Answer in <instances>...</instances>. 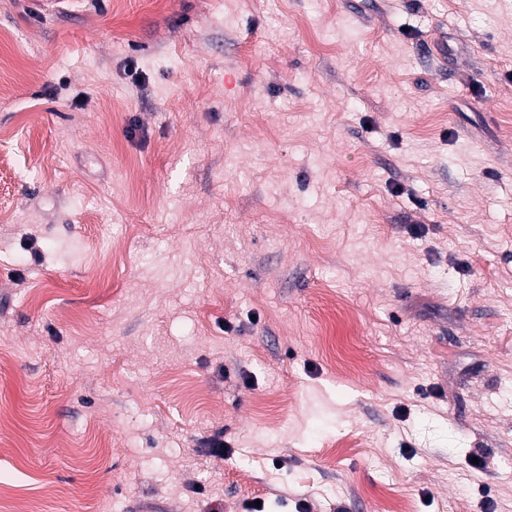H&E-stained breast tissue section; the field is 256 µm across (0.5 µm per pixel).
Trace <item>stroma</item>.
<instances>
[{
  "instance_id": "1",
  "label": "stroma",
  "mask_w": 512,
  "mask_h": 512,
  "mask_svg": "<svg viewBox=\"0 0 512 512\" xmlns=\"http://www.w3.org/2000/svg\"><path fill=\"white\" fill-rule=\"evenodd\" d=\"M1 156L0 512H512V0H0Z\"/></svg>"
}]
</instances>
